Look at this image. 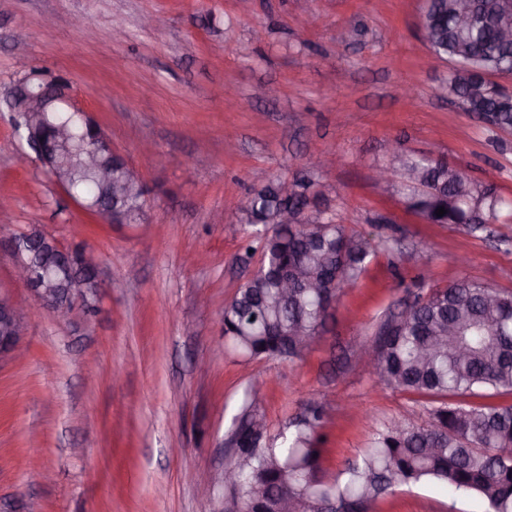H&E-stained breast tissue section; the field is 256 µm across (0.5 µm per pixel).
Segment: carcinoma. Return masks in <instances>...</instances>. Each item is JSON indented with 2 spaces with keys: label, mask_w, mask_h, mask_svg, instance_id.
I'll use <instances>...</instances> for the list:
<instances>
[{
  "label": "carcinoma",
  "mask_w": 512,
  "mask_h": 512,
  "mask_svg": "<svg viewBox=\"0 0 512 512\" xmlns=\"http://www.w3.org/2000/svg\"><path fill=\"white\" fill-rule=\"evenodd\" d=\"M451 0H428L423 25L429 50L453 64L440 93L478 117L493 113L492 128L512 126V95L485 74L512 72V11L501 0H466L472 22L456 25L448 11ZM55 125L70 127V150L59 159L67 194L90 205L104 195L97 173L82 157L90 136L71 112L50 115ZM399 177L422 170L435 192L420 202L433 224H453L461 212L477 214L472 232L497 224L509 205L497 189L469 179L463 194L446 165L422 156L393 152ZM314 183L294 179L288 197L299 207L290 210L294 225L273 223L284 199L279 184L251 189L237 211L245 249L261 242L262 265L257 276L242 284L224 305V346L244 360L302 357L322 335L330 301L361 278L376 246L363 234L350 232L317 210L307 216ZM121 219L140 223L145 201L135 195L121 202ZM446 213L436 215L438 208ZM300 270L303 280L288 291L279 288L282 268ZM373 379L383 388L417 394L430 403L428 419L413 425L393 419L374 430L368 448L333 476L323 468L322 430L326 407L310 401L275 434L270 432L257 397H245L234 415L229 438L239 445L226 469L238 483L226 487L224 512H254L255 503L276 508L283 496L296 512H343L353 503L365 512L397 485L432 484L450 497L476 498L483 512H512V291H499L463 278L434 286L415 297L395 335L375 349ZM260 423L261 435L253 425Z\"/></svg>",
  "instance_id": "obj_1"
}]
</instances>
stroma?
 <instances>
[{
	"label": "stroma",
	"instance_id": "obj_1",
	"mask_svg": "<svg viewBox=\"0 0 512 512\" xmlns=\"http://www.w3.org/2000/svg\"><path fill=\"white\" fill-rule=\"evenodd\" d=\"M424 0H0V96L31 69L66 78L147 188L142 235L100 225L38 163L0 105V214L99 256L95 315L68 323L32 301L0 247V287L27 322L24 358L0 360V512H220L224 436L246 390L271 430L326 404L324 466L336 473L374 423L427 417L375 385L362 340L400 302L467 277L512 291V223L468 233L421 222L375 172L392 147L467 166L512 200V134L439 98ZM157 13L164 27L142 26ZM87 24L75 29L73 20ZM280 88L276 99L268 85ZM227 87L229 109L214 91ZM317 151L334 166L309 169ZM316 183L377 254L301 359L246 363L224 350V305L257 267L228 209L265 178ZM200 254L186 264V254ZM437 486H396L374 512H480Z\"/></svg>",
	"mask_w": 512,
	"mask_h": 512
}]
</instances>
